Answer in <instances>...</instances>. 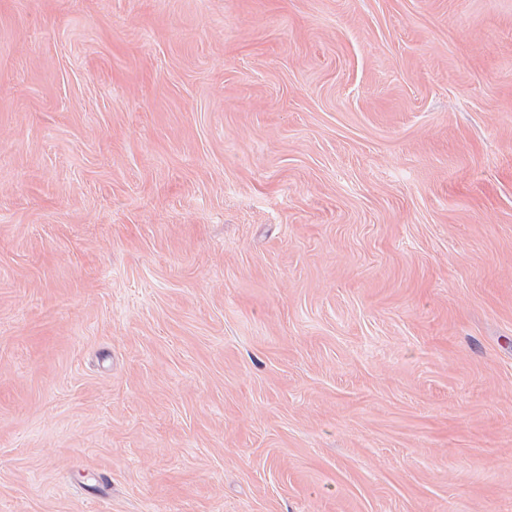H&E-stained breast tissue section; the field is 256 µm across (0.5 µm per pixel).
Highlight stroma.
I'll use <instances>...</instances> for the list:
<instances>
[{
	"label": "stroma",
	"instance_id": "35a3bbf8",
	"mask_svg": "<svg viewBox=\"0 0 512 512\" xmlns=\"http://www.w3.org/2000/svg\"><path fill=\"white\" fill-rule=\"evenodd\" d=\"M0 512H512V0H0Z\"/></svg>",
	"mask_w": 512,
	"mask_h": 512
}]
</instances>
